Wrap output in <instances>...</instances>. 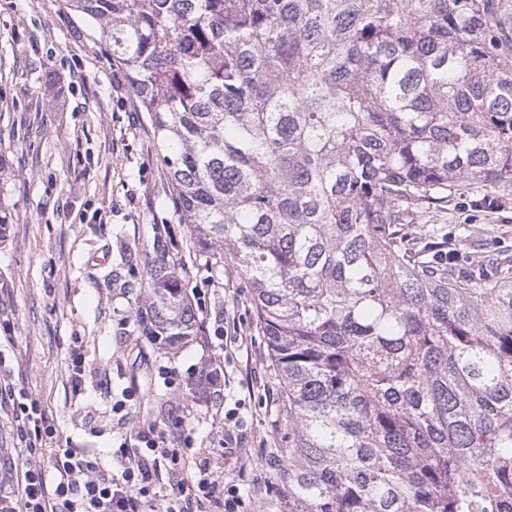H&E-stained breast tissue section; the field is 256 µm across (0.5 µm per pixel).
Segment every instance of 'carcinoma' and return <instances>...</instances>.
<instances>
[{
    "label": "carcinoma",
    "instance_id": "cac0c4a2",
    "mask_svg": "<svg viewBox=\"0 0 512 512\" xmlns=\"http://www.w3.org/2000/svg\"><path fill=\"white\" fill-rule=\"evenodd\" d=\"M125 68L195 255L251 288L279 512H512V264L467 277L419 209L512 188V0H69ZM139 326L200 335L182 262Z\"/></svg>",
    "mask_w": 512,
    "mask_h": 512
}]
</instances>
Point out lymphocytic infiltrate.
Here are the masks:
<instances>
[{"mask_svg":"<svg viewBox=\"0 0 512 512\" xmlns=\"http://www.w3.org/2000/svg\"><path fill=\"white\" fill-rule=\"evenodd\" d=\"M13 411L16 452L26 464L14 480L0 482V512H237L243 504L209 455H191L182 406H174L168 428L126 434L112 469L95 455L56 447L54 418L32 394L21 393ZM47 458L49 473L42 467ZM164 461L176 476L165 491L153 483Z\"/></svg>","mask_w":512,"mask_h":512,"instance_id":"lymphocytic-infiltrate-1","label":"lymphocytic infiltrate"}]
</instances>
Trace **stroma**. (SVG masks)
Here are the masks:
<instances>
[{
	"label": "stroma",
	"mask_w": 512,
	"mask_h": 512,
	"mask_svg": "<svg viewBox=\"0 0 512 512\" xmlns=\"http://www.w3.org/2000/svg\"><path fill=\"white\" fill-rule=\"evenodd\" d=\"M71 83L55 97L54 84ZM163 152L127 74L96 28L67 0H0V378L52 413L61 447L110 459L125 429L163 428L173 400L194 448L239 478L218 450L224 415L239 408L252 470L239 478L247 512H273L282 483L279 385L256 328L250 290L194 255L173 205ZM415 230L448 239L459 275L472 261L512 258V190L460 192L447 209L420 213ZM181 258L184 284L206 333L174 353L143 335L136 301L144 262L158 245ZM107 256L106 265L94 256ZM235 315L252 343L221 362L232 397H192L188 379L220 355L213 315ZM81 353L85 389L69 375Z\"/></svg>",
	"instance_id": "35a3bbf8"
}]
</instances>
